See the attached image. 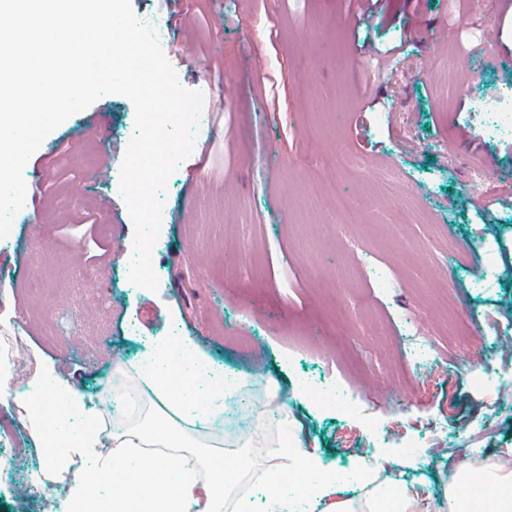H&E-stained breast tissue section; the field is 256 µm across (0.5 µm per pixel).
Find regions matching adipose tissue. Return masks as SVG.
<instances>
[{"label":"adipose tissue","mask_w":512,"mask_h":512,"mask_svg":"<svg viewBox=\"0 0 512 512\" xmlns=\"http://www.w3.org/2000/svg\"><path fill=\"white\" fill-rule=\"evenodd\" d=\"M171 351L164 340L140 362H113L119 382L109 396L112 417L93 430L76 426L85 415L83 398L54 381L53 403L62 416L43 445H63L51 457L49 473L71 478L66 512H385L384 486L351 495L345 483L321 479L323 462L297 448L301 424L288 412L280 413L265 441L266 447L287 449L286 463L257 464L224 454V434L210 424L227 390L210 384V360L184 340L175 351L190 361L195 388L172 393L170 374L158 366ZM134 391L151 393L152 401L132 413L127 399ZM289 471L297 475L290 483ZM475 471L468 461L458 466L447 489L448 512H512V470L488 463L478 482ZM112 475L121 486L103 493ZM256 486L262 497H254Z\"/></svg>","instance_id":"obj_1"}]
</instances>
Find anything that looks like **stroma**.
I'll list each match as a JSON object with an SVG mask.
<instances>
[{"label":"stroma","instance_id":"stroma-1","mask_svg":"<svg viewBox=\"0 0 512 512\" xmlns=\"http://www.w3.org/2000/svg\"><path fill=\"white\" fill-rule=\"evenodd\" d=\"M163 54L202 92L192 153L169 177L152 251L157 291L129 280L133 224L112 180L134 134L132 102L106 94L48 134L26 198L0 238V321L17 353L53 369L92 420L114 359L191 337L224 379H276L303 423L301 446L326 468L365 460L402 489L427 483L429 512H448L457 466L512 448V133L486 127L476 100L504 89L512 0H384L367 20L353 0H181ZM446 29L439 42L426 36ZM463 78L444 77L450 56ZM432 73H425V65ZM110 165V180L93 171ZM378 199L337 219L321 188ZM486 190L493 205L477 206ZM109 208H101V199ZM94 223L93 239L68 233ZM395 280L378 294L375 277ZM464 321L470 339L448 333ZM428 361L396 371L410 330ZM343 381L359 408L318 406ZM274 414L254 385L229 401L239 439L265 437ZM425 455H406L410 437ZM0 447V512L34 505L25 475L49 461L28 423Z\"/></svg>","mask_w":512,"mask_h":512}]
</instances>
